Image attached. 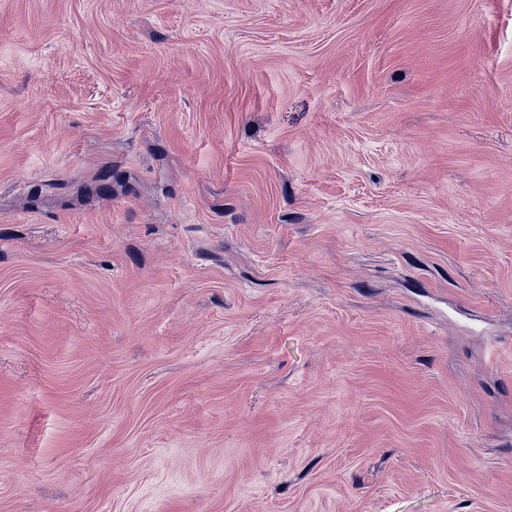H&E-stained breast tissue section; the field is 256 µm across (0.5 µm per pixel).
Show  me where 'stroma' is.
<instances>
[{
	"instance_id": "1",
	"label": "stroma",
	"mask_w": 512,
	"mask_h": 512,
	"mask_svg": "<svg viewBox=\"0 0 512 512\" xmlns=\"http://www.w3.org/2000/svg\"><path fill=\"white\" fill-rule=\"evenodd\" d=\"M0 512H512V0H0Z\"/></svg>"
}]
</instances>
